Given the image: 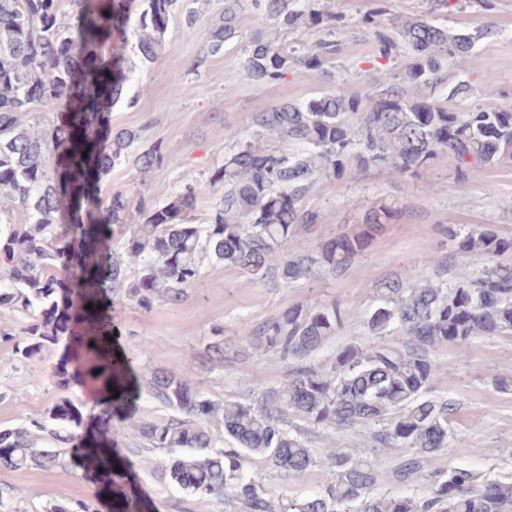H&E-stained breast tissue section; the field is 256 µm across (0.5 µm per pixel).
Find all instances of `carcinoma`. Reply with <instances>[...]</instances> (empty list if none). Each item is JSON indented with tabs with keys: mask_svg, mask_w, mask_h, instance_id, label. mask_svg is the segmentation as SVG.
I'll return each mask as SVG.
<instances>
[{
	"mask_svg": "<svg viewBox=\"0 0 512 512\" xmlns=\"http://www.w3.org/2000/svg\"><path fill=\"white\" fill-rule=\"evenodd\" d=\"M76 21L61 18L62 0H0V197L15 204L24 220L0 218V304L12 303L39 318L17 333L16 352L34 360L45 344L67 336L75 342L85 382L119 396L102 399L120 416L128 386L106 350L107 331L97 309L100 298H119L145 309L154 301L173 305L205 286L204 269L224 266L251 278L273 276L289 285L320 270L344 273L365 252L398 209L380 203L362 222L314 248L298 238L318 215L302 201L322 180H336L350 168H386L416 175L440 153L455 161L456 173L512 159V106L455 112L433 92L447 83L448 62L495 36L435 24L430 15L451 11L449 0H426L418 13L393 18L379 31L381 10L360 25L376 37L378 57L405 59L388 72L362 102L323 93L304 103L282 102L252 116L256 131L290 145L270 151L227 130L235 150L210 176L221 186L207 222L191 213L197 193L190 187L163 204L146 207L144 197L124 191L99 198L102 175L133 159L146 175L160 169L157 146L133 154L138 130L108 128L106 116L122 98L129 76L112 50V36L133 28L135 47L149 63L161 55L169 23L193 25L197 0H71ZM241 0H224V13L211 24L205 53L216 56L241 38ZM251 8L297 28L320 21L310 0H249ZM338 43L325 39L298 51L256 35L245 50L243 69L255 81L283 79L289 70L321 68ZM425 87L428 97H410L405 86ZM57 113L46 134L23 117ZM142 217L125 231L132 211ZM118 229L107 265L100 242ZM462 253L493 260L473 274L448 282V266L432 277L415 264L381 284L373 307L361 321L362 339L334 346L344 328L335 302L298 304L257 326L244 323L241 341L266 349L258 362L288 365L285 381L262 392L254 403L213 399L191 379L192 368L163 369L142 376L146 395L170 414L134 426L135 433L163 456V475L182 491L228 504L233 512H512V476L492 477L469 468L441 466L462 451L449 427L455 402L431 395L437 366L433 353L451 347L466 353L482 337L512 335V238L476 227L460 236L448 230ZM72 284L62 294L58 272ZM91 308H86V305ZM214 333L198 361L206 370L240 350ZM328 352L326 362L316 360ZM69 404L48 420L32 419L0 432V464L14 469L66 470L63 445L77 438L59 424ZM360 429L366 446L338 448L325 457L312 448L314 429ZM409 448L393 469L402 494L375 491L378 475L368 455L381 448ZM99 483L108 487L124 472L118 453L112 463L86 456ZM330 479L299 497L267 492L273 475L299 480L313 468ZM46 512H93L86 501L54 503Z\"/></svg>",
	"mask_w": 512,
	"mask_h": 512,
	"instance_id": "cac0c4a2",
	"label": "carcinoma"
}]
</instances>
